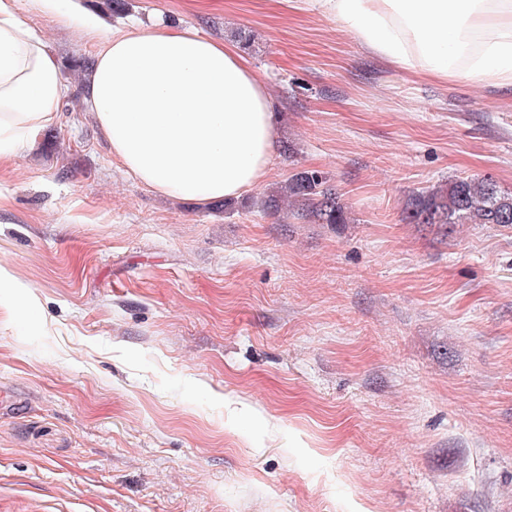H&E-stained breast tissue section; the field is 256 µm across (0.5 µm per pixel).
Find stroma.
Wrapping results in <instances>:
<instances>
[{
  "label": "stroma",
  "instance_id": "stroma-1",
  "mask_svg": "<svg viewBox=\"0 0 512 512\" xmlns=\"http://www.w3.org/2000/svg\"><path fill=\"white\" fill-rule=\"evenodd\" d=\"M84 5L232 45L278 139L228 204L157 195L83 108L99 36L20 0L71 91L0 167V512H512V225L405 221L459 178L512 192V87L297 0ZM305 170L344 223L265 207Z\"/></svg>",
  "mask_w": 512,
  "mask_h": 512
}]
</instances>
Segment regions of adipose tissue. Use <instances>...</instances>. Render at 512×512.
Masks as SVG:
<instances>
[{
    "mask_svg": "<svg viewBox=\"0 0 512 512\" xmlns=\"http://www.w3.org/2000/svg\"><path fill=\"white\" fill-rule=\"evenodd\" d=\"M33 2L60 24L100 34L83 102L129 175L162 196L199 203L261 181L277 139L273 102L236 49L192 29L116 34L80 0ZM300 2L403 71L512 86V0ZM68 93L17 0H0V162L55 123Z\"/></svg>",
    "mask_w": 512,
    "mask_h": 512,
    "instance_id": "adipose-tissue-1",
    "label": "adipose tissue"
}]
</instances>
